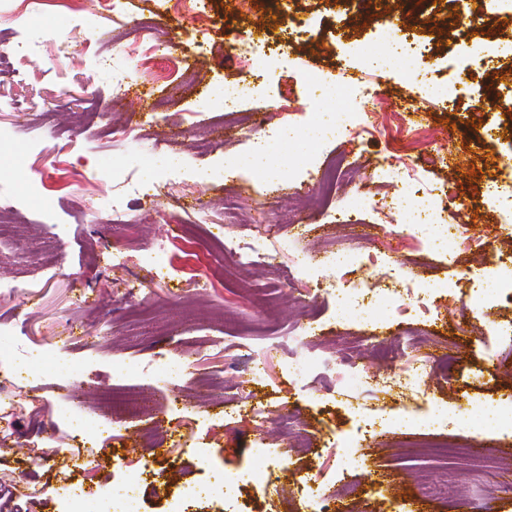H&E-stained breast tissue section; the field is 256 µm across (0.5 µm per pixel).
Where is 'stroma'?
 <instances>
[{"label": "stroma", "mask_w": 512, "mask_h": 512, "mask_svg": "<svg viewBox=\"0 0 512 512\" xmlns=\"http://www.w3.org/2000/svg\"><path fill=\"white\" fill-rule=\"evenodd\" d=\"M100 0L84 20L62 13L58 0H0V52L15 37L29 47L14 57L15 74L0 75V271L19 283L0 292V512H167L177 491L209 489L187 512H314L298 479L316 478L329 512H512V495L496 485L512 478V430L485 431L486 453L503 469L464 482L472 465L463 428L473 405L512 396V302L470 307L477 281L492 264L470 251L457 258L398 249L385 213L361 207L357 196L392 197L397 185L373 172L390 136L363 135L364 121L410 109L425 140L403 139L406 154L440 147L443 164L424 173L414 209L452 197L438 220L464 224L494 250H512V218L487 188L512 191V57L496 53L512 39V0H469L458 21L452 0ZM153 22L167 48L142 63L133 31ZM417 44L409 66L368 69L366 51H387L398 36ZM91 39L87 56L72 44ZM250 42L254 61H225L224 50ZM365 72L369 96L342 114L326 91L309 94V76L337 84ZM125 90L116 93V79ZM261 89L239 111L224 109V85ZM150 89L145 106L134 91ZM293 88L301 133L312 121L345 120L340 141L317 140L306 158L274 147L270 170L249 166L254 112L280 121L279 93ZM98 111L94 123L85 115ZM133 126V139L113 141L112 129ZM364 174L318 194V171L330 161ZM80 171L77 179L60 170ZM123 194L126 221L110 223L112 197ZM188 224L213 259L196 264L187 249H171L173 276L151 275L144 258L171 227ZM231 236L266 241L264 263L233 265L224 255ZM123 241L126 268L115 269L106 247ZM397 248L402 273L357 263L320 278L371 291L372 303L337 314L327 291L288 292L297 252H386ZM213 281L208 291L194 278ZM437 283L430 314L410 307L394 321L382 289L398 279ZM453 282L454 291L444 289ZM149 296L154 318L133 320L123 304ZM316 334L307 344L299 326ZM493 346L482 350L475 336ZM402 337L397 366L428 360L433 371L419 396L371 392L357 384L338 395L320 369L305 375L285 365L312 355L335 364L371 354L373 344ZM283 347L265 356V343ZM255 347L261 378L242 369L240 344ZM191 365L194 380L174 387L172 374ZM147 394L151 412L116 418L102 400ZM296 414L299 429L261 423ZM164 430L163 447L143 436ZM272 455L256 451L258 443ZM365 457L341 458L342 445ZM241 477L236 502L225 501V474ZM151 483L147 497H127L126 485ZM360 492L342 494L344 485Z\"/></svg>", "instance_id": "obj_1"}]
</instances>
